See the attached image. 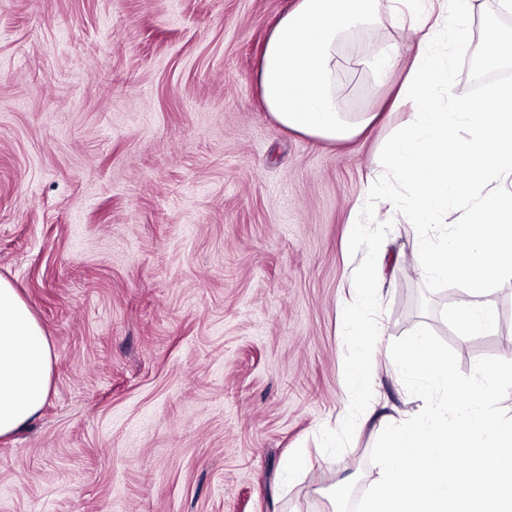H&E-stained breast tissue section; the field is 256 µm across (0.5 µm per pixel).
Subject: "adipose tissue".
Instances as JSON below:
<instances>
[{"label":"adipose tissue","mask_w":512,"mask_h":512,"mask_svg":"<svg viewBox=\"0 0 512 512\" xmlns=\"http://www.w3.org/2000/svg\"><path fill=\"white\" fill-rule=\"evenodd\" d=\"M400 26L418 37V50L392 105L412 104L406 123L385 147L383 164L395 184L409 189L408 217L419 237L414 269L423 277L460 282L469 297L455 310L465 336L488 333L496 313L487 294L512 276V85H501L487 105L450 95L448 78L464 44L448 31V14L471 0H390ZM378 0H296L273 26L262 55L259 85L281 128L329 142L364 135L376 112H346L335 74L337 44L380 20ZM448 102H441V94ZM468 136L459 139V128ZM465 199L455 221L448 202ZM450 223L446 238L439 224ZM379 290L364 276L355 305L342 320L350 335L369 344ZM56 355L14 285L0 278V438L25 429L45 404Z\"/></svg>","instance_id":"adipose-tissue-1"}]
</instances>
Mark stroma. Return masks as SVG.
<instances>
[{"mask_svg": "<svg viewBox=\"0 0 512 512\" xmlns=\"http://www.w3.org/2000/svg\"><path fill=\"white\" fill-rule=\"evenodd\" d=\"M294 0H0V277L57 357L46 403L0 438V512H330L342 478H380V423L411 410L392 341L431 329L471 372L512 360V280L495 331L461 335L462 284L411 268L415 229L367 197L410 106L416 50L389 14L337 48L347 112L383 114L330 143L279 128L258 67ZM467 42L456 97L488 101L500 0L449 16ZM396 44L381 84L350 58ZM360 216L363 235L349 241ZM384 271L374 398L349 390L340 310Z\"/></svg>", "mask_w": 512, "mask_h": 512, "instance_id": "obj_1", "label": "stroma"}]
</instances>
